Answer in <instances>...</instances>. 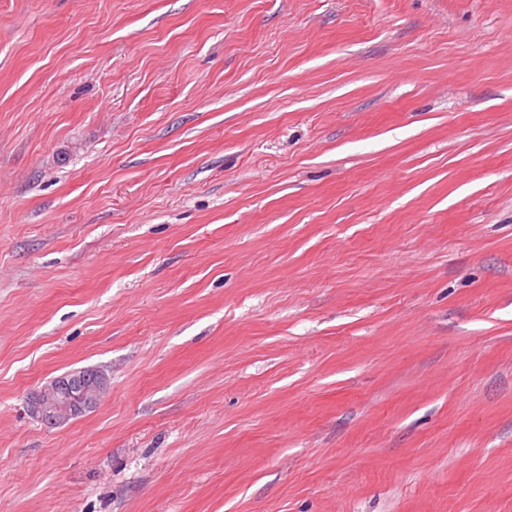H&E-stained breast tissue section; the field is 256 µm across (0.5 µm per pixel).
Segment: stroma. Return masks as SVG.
I'll use <instances>...</instances> for the list:
<instances>
[{
	"label": "stroma",
	"mask_w": 512,
	"mask_h": 512,
	"mask_svg": "<svg viewBox=\"0 0 512 512\" xmlns=\"http://www.w3.org/2000/svg\"><path fill=\"white\" fill-rule=\"evenodd\" d=\"M0 512H512V0H0ZM103 386L104 378L95 370L78 377L65 373L51 381L48 395L45 389L34 395L30 413L46 425L59 426L96 407Z\"/></svg>",
	"instance_id": "stroma-1"
}]
</instances>
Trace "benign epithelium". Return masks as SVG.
Returning <instances> with one entry per match:
<instances>
[{"label":"benign epithelium","instance_id":"7a95c632","mask_svg":"<svg viewBox=\"0 0 512 512\" xmlns=\"http://www.w3.org/2000/svg\"><path fill=\"white\" fill-rule=\"evenodd\" d=\"M103 376L90 370L72 377L65 373L51 381L49 391H40L30 400V413L42 423L59 426L96 407Z\"/></svg>","mask_w":512,"mask_h":512}]
</instances>
